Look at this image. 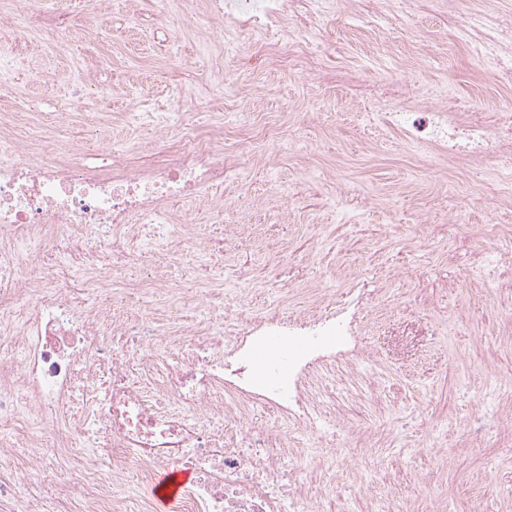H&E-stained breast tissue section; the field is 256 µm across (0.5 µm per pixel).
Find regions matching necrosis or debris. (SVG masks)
Instances as JSON below:
<instances>
[{
  "label": "necrosis or debris",
  "mask_w": 512,
  "mask_h": 512,
  "mask_svg": "<svg viewBox=\"0 0 512 512\" xmlns=\"http://www.w3.org/2000/svg\"><path fill=\"white\" fill-rule=\"evenodd\" d=\"M410 0H157L169 44L185 26L203 39H224V56L195 89L177 101L202 108L216 92L237 94L238 54L264 31L277 43L263 54L279 69L300 56L336 4L374 33L399 25ZM100 0H25L0 5V66L22 53L39 17L69 25L88 20ZM462 41L483 51V65L512 59V39L484 30L482 15L458 27ZM369 108L381 111L369 138L397 136L416 156L448 164L494 157L501 190H512V98L491 105L461 104L405 69L375 87ZM128 129H167L161 161L133 165L126 154L109 167L81 163L73 145L36 124L0 113V447L27 448L23 471L0 469V512H124L123 498L99 480L136 473L148 483L177 464L194 478L178 512H311L333 475L321 460L337 426L360 444L382 432L368 411L338 403L336 387H358L371 360L362 322L380 295L358 276L338 278L321 296L316 281L299 282L272 270L256 276L248 265L220 266L186 281L181 308L198 321L165 328L149 316V302L169 298L170 264L208 267L215 251L235 252L240 239L212 246L198 238L188 215L223 223L241 185L239 155L259 160L285 143L308 153L297 127L269 125L260 135L226 143L238 127L233 112L214 114L209 131L186 128L174 113L124 115ZM138 266L140 283L127 293V312L112 316V288ZM274 289L279 301L257 314L230 302L244 287ZM188 343L176 364L158 376V347ZM272 345L279 355L258 366ZM264 357V356H263ZM178 414H171V407ZM275 419L259 424L258 411ZM55 425H47V416ZM314 437L302 446L288 430ZM71 474L56 482V472Z\"/></svg>",
  "instance_id": "4bbe7bcc"
}]
</instances>
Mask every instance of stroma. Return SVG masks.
Listing matches in <instances>:
<instances>
[{"instance_id":"35a3bbf8","label":"stroma","mask_w":512,"mask_h":512,"mask_svg":"<svg viewBox=\"0 0 512 512\" xmlns=\"http://www.w3.org/2000/svg\"><path fill=\"white\" fill-rule=\"evenodd\" d=\"M462 2L415 0L387 57L369 52L364 31L345 12L330 13L307 45L312 55L332 60L317 91L301 78L300 62L267 71L256 46L239 55L235 72L255 94L213 106L304 120L312 147L304 156L275 149L265 162L248 164L237 204L254 228L247 260L271 263L283 255L292 260L289 274L325 281L340 264L378 281L390 303L384 320L363 327V343L379 366L370 380L372 400L377 422L389 426V447L379 463L361 462L347 488L317 501L316 512H359L367 498L382 512H401L410 501L417 512H512V436L502 434L506 420L480 389L490 376L512 385V338L502 331L512 320V294L496 286L512 275V255L486 234L488 225H512V197L495 192L485 165L445 168L410 159L397 139L378 145L365 139L354 119L365 100L357 85L362 74L375 80L412 68L461 101L512 94V77L484 70L475 46L458 41L449 27ZM158 25L153 0H103L99 17L77 31L68 52L31 33L21 64L0 87V110L35 113L52 127L72 91L66 73L108 85L107 94L91 97L84 114L60 127L96 164L120 137L113 114L130 111L132 103L177 110L184 126L204 127L205 117L178 110L169 90L201 85L223 46L203 44L187 28L173 48L158 39ZM33 67L44 71L42 83L30 82ZM325 112L336 113V123L323 121ZM330 168L335 179L373 198L360 223L340 225L334 179L324 176ZM300 180V200L279 195L280 185ZM420 214L467 225V239L419 229ZM478 244L492 254L479 268L472 259Z\"/></svg>"}]
</instances>
